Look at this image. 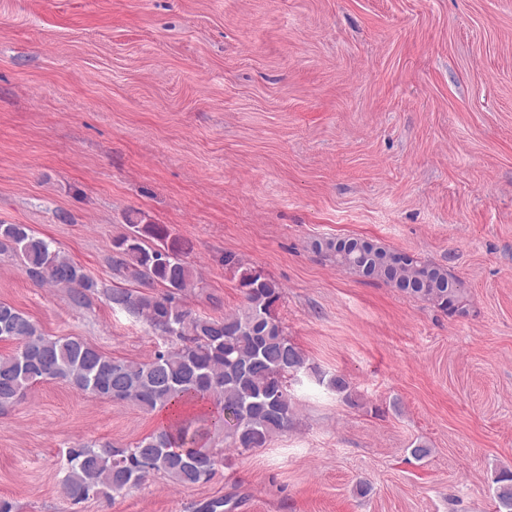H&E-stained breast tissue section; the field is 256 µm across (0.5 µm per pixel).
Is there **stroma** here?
<instances>
[{"label":"stroma","instance_id":"35a3bbf8","mask_svg":"<svg viewBox=\"0 0 512 512\" xmlns=\"http://www.w3.org/2000/svg\"><path fill=\"white\" fill-rule=\"evenodd\" d=\"M136 217L189 241L194 314L242 306L224 254L276 280L288 335L349 392L301 375L288 430L209 482L156 475L75 506L67 449L131 444L159 415L41 383L0 412V497L18 512L218 496L231 512H495L492 478L512 469V0H0V224L108 288ZM349 236L448 267L467 314L315 249ZM0 302L115 358L164 343L7 255Z\"/></svg>","mask_w":512,"mask_h":512}]
</instances>
